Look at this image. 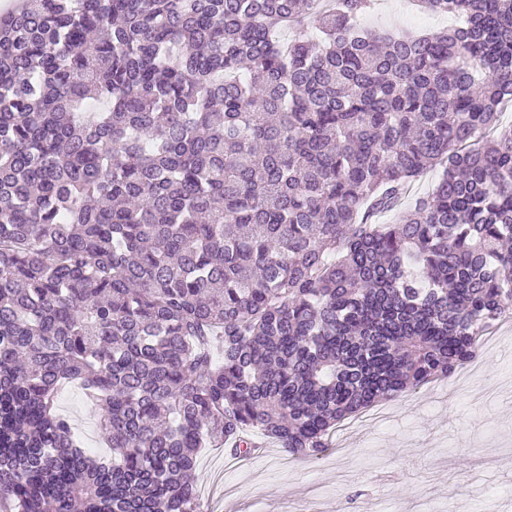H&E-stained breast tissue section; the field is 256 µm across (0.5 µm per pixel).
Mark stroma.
Masks as SVG:
<instances>
[{
	"label": "stroma",
	"mask_w": 512,
	"mask_h": 512,
	"mask_svg": "<svg viewBox=\"0 0 512 512\" xmlns=\"http://www.w3.org/2000/svg\"><path fill=\"white\" fill-rule=\"evenodd\" d=\"M362 26L440 32L457 17L413 0H372ZM500 349L481 351V376L463 391L448 377L388 402L389 416L360 429L341 422L345 456L292 459L275 444L216 490L215 512H345L378 500L392 512H512V318L498 321ZM86 450H111L99 416L77 384L57 398Z\"/></svg>",
	"instance_id": "obj_1"
}]
</instances>
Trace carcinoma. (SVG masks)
I'll list each match as a JSON object with an SVG mask.
<instances>
[{
  "instance_id": "1",
  "label": "carcinoma",
  "mask_w": 512,
  "mask_h": 512,
  "mask_svg": "<svg viewBox=\"0 0 512 512\" xmlns=\"http://www.w3.org/2000/svg\"><path fill=\"white\" fill-rule=\"evenodd\" d=\"M422 2L463 25L368 30L370 0L0 14L5 512H200L202 449L248 456L255 431L317 459L476 358L512 311V127L484 138L512 0ZM74 381L110 458L56 408Z\"/></svg>"
}]
</instances>
